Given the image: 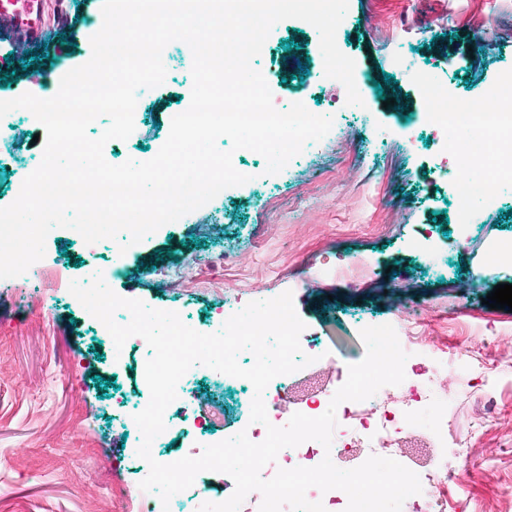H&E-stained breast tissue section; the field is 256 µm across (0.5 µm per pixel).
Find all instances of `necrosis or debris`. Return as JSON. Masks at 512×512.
<instances>
[{"mask_svg":"<svg viewBox=\"0 0 512 512\" xmlns=\"http://www.w3.org/2000/svg\"><path fill=\"white\" fill-rule=\"evenodd\" d=\"M493 95L494 107L488 112L447 93L430 98L427 118L437 153L453 155L464 172L474 162L483 165L487 183L484 191H476L465 176L452 187L456 221L460 224L469 223L474 198L493 205L498 186L512 183V72L500 77ZM451 127L462 132L461 140H449L447 130ZM397 335L402 348L419 357L403 383L404 396L383 403L371 398L340 404L331 448L307 441L283 449L274 462L263 467V478H272L281 468L316 466L327 456L338 466L346 461L358 466L367 449L385 452L402 448L407 456L427 463L420 475L422 491L417 512H447L448 494L458 479L451 462L443 460L439 452L448 436V418L439 412L443 388L433 371V357L424 348L422 322L403 320ZM318 369V364L308 365L310 378L306 381L293 375L288 378L289 398L299 401L301 412L310 417L324 414L334 395L333 389L318 379Z\"/></svg>","mask_w":512,"mask_h":512,"instance_id":"obj_1","label":"necrosis or debris"}]
</instances>
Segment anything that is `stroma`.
I'll use <instances>...</instances> for the list:
<instances>
[{
    "label": "stroma",
    "mask_w": 512,
    "mask_h": 512,
    "mask_svg": "<svg viewBox=\"0 0 512 512\" xmlns=\"http://www.w3.org/2000/svg\"><path fill=\"white\" fill-rule=\"evenodd\" d=\"M101 5L67 0L45 58L0 50V98L55 95L61 77L90 59L91 20ZM481 13L490 27L476 45L472 30ZM347 16L338 47L355 61L363 106H337L344 88L319 75V34L305 21L277 24L258 60L275 100L288 104L299 95L333 118L330 133L295 163L225 189L123 257L111 245L92 249L68 229H53L43 281H0V346L8 350L0 360V512H86L90 494L108 501L111 512H139L149 465L137 455L122 407L139 387L146 350L133 344L115 350L69 292L71 281L99 268L111 269L108 284L120 296L179 311L202 333L225 310L292 291L307 333L324 341L335 363L363 360L359 325L395 319L386 301L391 294L448 316L447 328L430 334L437 346L456 347L490 322L506 326L492 353L498 412L484 435L471 432L472 402L458 374L450 369L441 378L453 398L448 440L471 450L457 464L460 490L448 512L512 499V313L484 303L495 285L512 284V271L491 259L495 244L512 239V187L492 208L474 202L467 233L458 235L449 188L462 172L455 161L435 159L427 96L401 67L408 54L425 61L426 73L480 105L500 75L512 71V0H349ZM65 35L71 44L62 43ZM163 57L164 83L138 92L141 124L127 140L104 147L111 164L154 148L167 113L190 102V48L175 41ZM385 77L389 85L377 90ZM386 98L393 106L383 107ZM18 128L17 142L5 146L10 162L0 163V207L16 199L30 163L42 159L43 145L33 140L39 126ZM354 258L371 269L351 289L332 270ZM288 264L297 274H285ZM99 376L111 379V387L100 390ZM251 402L249 391L231 386L219 402H192L177 419L171 446L153 449L154 460L171 463L178 447L235 435ZM78 483L86 496L74 494Z\"/></svg>",
    "instance_id": "1"
}]
</instances>
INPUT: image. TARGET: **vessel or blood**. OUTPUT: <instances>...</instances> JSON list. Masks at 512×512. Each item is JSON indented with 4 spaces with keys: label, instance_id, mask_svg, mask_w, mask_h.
I'll return each instance as SVG.
<instances>
[{
    "label": "vessel or blood",
    "instance_id": "b4317fda",
    "mask_svg": "<svg viewBox=\"0 0 512 512\" xmlns=\"http://www.w3.org/2000/svg\"><path fill=\"white\" fill-rule=\"evenodd\" d=\"M51 0H0V27L11 35L14 49L43 42L52 29Z\"/></svg>",
    "mask_w": 512,
    "mask_h": 512
}]
</instances>
